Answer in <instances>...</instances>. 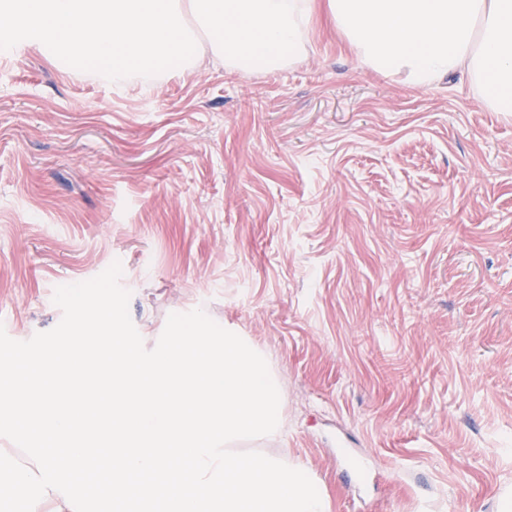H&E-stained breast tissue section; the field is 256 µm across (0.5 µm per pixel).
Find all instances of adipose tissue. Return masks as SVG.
Masks as SVG:
<instances>
[{
    "instance_id": "adipose-tissue-1",
    "label": "adipose tissue",
    "mask_w": 512,
    "mask_h": 512,
    "mask_svg": "<svg viewBox=\"0 0 512 512\" xmlns=\"http://www.w3.org/2000/svg\"><path fill=\"white\" fill-rule=\"evenodd\" d=\"M336 28L372 71L428 87L452 74L512 112V0H327Z\"/></svg>"
}]
</instances>
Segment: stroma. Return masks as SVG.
<instances>
[{"instance_id":"stroma-1","label":"stroma","mask_w":512,"mask_h":512,"mask_svg":"<svg viewBox=\"0 0 512 512\" xmlns=\"http://www.w3.org/2000/svg\"><path fill=\"white\" fill-rule=\"evenodd\" d=\"M358 67L317 13L271 72L135 78L0 57V326L55 327L113 262L141 333L200 308L280 383L327 512H502L512 492V112Z\"/></svg>"}]
</instances>
